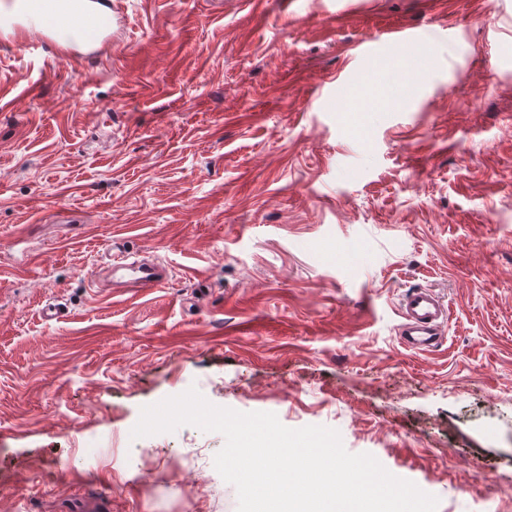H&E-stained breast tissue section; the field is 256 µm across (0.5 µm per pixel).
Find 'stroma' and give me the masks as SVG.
I'll return each instance as SVG.
<instances>
[{
  "label": "stroma",
  "mask_w": 512,
  "mask_h": 512,
  "mask_svg": "<svg viewBox=\"0 0 512 512\" xmlns=\"http://www.w3.org/2000/svg\"><path fill=\"white\" fill-rule=\"evenodd\" d=\"M103 2L91 57L0 25V512H237L221 434L130 437L192 387L512 512V0ZM120 271L124 272L121 279L128 278L119 282L121 288L147 290L157 288L166 279L165 268L154 262L135 260L127 263L125 260H116L113 262V272ZM449 307L433 289L418 287L408 291L400 302L399 326L402 343L416 352H429L443 339Z\"/></svg>",
  "instance_id": "35a3bbf8"
}]
</instances>
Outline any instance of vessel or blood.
I'll return each instance as SVG.
<instances>
[{"instance_id": "b4317fda", "label": "vessel or blood", "mask_w": 512, "mask_h": 512, "mask_svg": "<svg viewBox=\"0 0 512 512\" xmlns=\"http://www.w3.org/2000/svg\"><path fill=\"white\" fill-rule=\"evenodd\" d=\"M114 271L124 273V287L147 290L160 286L166 278L161 265L147 261H114ZM449 307L433 289L418 287L400 302L399 335L403 344L416 352H428L443 339Z\"/></svg>"}]
</instances>
